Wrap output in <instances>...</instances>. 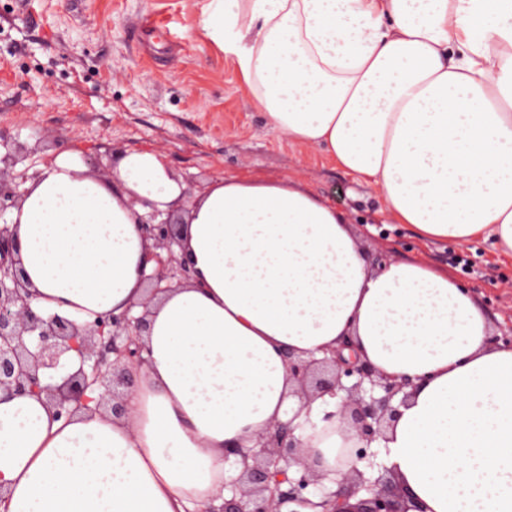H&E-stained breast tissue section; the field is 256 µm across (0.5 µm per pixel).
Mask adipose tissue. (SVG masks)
Wrapping results in <instances>:
<instances>
[{"label": "adipose tissue", "instance_id": "obj_1", "mask_svg": "<svg viewBox=\"0 0 512 512\" xmlns=\"http://www.w3.org/2000/svg\"><path fill=\"white\" fill-rule=\"evenodd\" d=\"M198 26L267 126L361 179L384 223L512 256V0H207ZM26 190L6 220L33 308L146 315L149 353L122 419L0 400L7 512H208L224 503L225 445L254 448L274 420L335 487L359 442L334 399L301 406L284 355L347 336L413 382L378 442L411 512H512V349L489 347L485 313L447 273L372 269L346 213L298 178L249 172L198 197L181 227L194 282L145 309L136 217L183 190L164 158L125 153L106 181L64 151Z\"/></svg>", "mask_w": 512, "mask_h": 512}]
</instances>
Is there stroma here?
<instances>
[{
	"label": "stroma",
	"instance_id": "stroma-1",
	"mask_svg": "<svg viewBox=\"0 0 512 512\" xmlns=\"http://www.w3.org/2000/svg\"><path fill=\"white\" fill-rule=\"evenodd\" d=\"M206 0H0V132L33 147L26 167L64 150L111 165L162 155L192 195L246 171L302 178L352 228L370 266L423 258L472 290L493 325L489 344L512 347V257L491 242L420 239L383 224L368 187L317 152L288 144L241 89L231 58L197 19ZM462 264L449 263V256Z\"/></svg>",
	"mask_w": 512,
	"mask_h": 512
}]
</instances>
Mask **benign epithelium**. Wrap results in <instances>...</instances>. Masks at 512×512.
Segmentation results:
<instances>
[{"instance_id": "benign-epithelium-1", "label": "benign epithelium", "mask_w": 512, "mask_h": 512, "mask_svg": "<svg viewBox=\"0 0 512 512\" xmlns=\"http://www.w3.org/2000/svg\"><path fill=\"white\" fill-rule=\"evenodd\" d=\"M0 219L11 208L21 207L23 185L38 173L25 168L14 172L17 164L33 149L5 140L0 134ZM189 193L182 192L178 204L165 212L152 210L137 217L141 235L151 242L149 260L152 271L141 273L148 299L181 288L192 279V269L179 255L177 226ZM31 284L19 260L16 228L0 222V393L9 396L31 395L45 399L59 417H71L87 407V390L94 384L104 387L96 403L101 408L112 400L116 417L129 415V400L134 392V372L147 363L143 333L146 315L133 316L131 309L116 315L108 312L94 322L79 325L59 316L43 317L30 300ZM349 355H344V351ZM288 375L297 383L294 392L301 405L329 394L342 395L339 414L351 422L363 446L354 450L356 460L367 457V448L385 437V431L406 405L410 393L407 380L399 381L377 372L355 353L352 338L337 347L323 350V357L302 358L288 354ZM301 442L291 423L276 422L260 438L259 450L249 454L239 448L224 451V458L241 457L242 469L231 486L234 494L218 511L277 512L280 501L301 500L314 483L312 466L300 457ZM363 491L367 497L356 504L349 499ZM319 501L310 502L321 512H408L405 494L393 489L391 478L372 479L357 467L330 492L321 489Z\"/></svg>"}]
</instances>
